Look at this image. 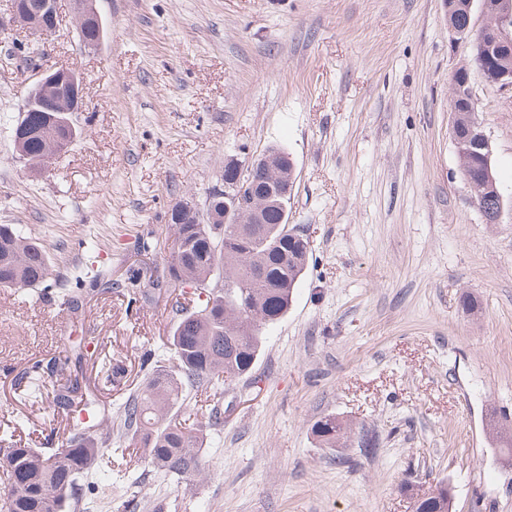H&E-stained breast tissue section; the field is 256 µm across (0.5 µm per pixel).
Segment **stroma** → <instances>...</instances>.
<instances>
[{
    "label": "stroma",
    "instance_id": "obj_1",
    "mask_svg": "<svg viewBox=\"0 0 512 512\" xmlns=\"http://www.w3.org/2000/svg\"><path fill=\"white\" fill-rule=\"evenodd\" d=\"M104 39L85 49L71 0L52 35L0 29V224L50 253L53 276L86 265L114 286L78 312L43 290L0 289V418L43 448L87 424L23 393L32 365L88 341L82 389L118 407L165 353L168 213L204 204L225 160L267 147L296 166L288 223L310 241L287 314L249 376L200 416L208 475L116 467L90 478L89 512H414L454 489L455 512H512L488 413L512 419V90L489 84L443 0H97ZM85 78L81 135L43 172L13 128L43 71ZM467 68L505 204L485 223L451 133L449 85ZM479 305L462 307L464 296ZM121 361L120 383L100 369ZM337 415L378 445L324 448ZM448 483H436L427 491L417 494L414 508L415 512H453V494L450 496Z\"/></svg>",
    "mask_w": 512,
    "mask_h": 512
}]
</instances>
